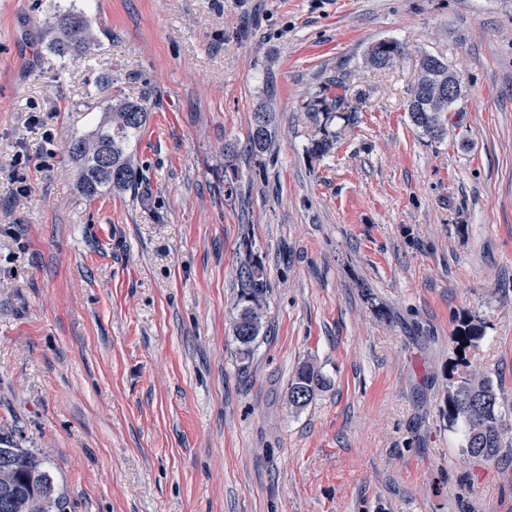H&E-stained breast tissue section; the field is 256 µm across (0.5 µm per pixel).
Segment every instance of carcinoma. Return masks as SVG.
<instances>
[{
	"label": "carcinoma",
	"mask_w": 512,
	"mask_h": 512,
	"mask_svg": "<svg viewBox=\"0 0 512 512\" xmlns=\"http://www.w3.org/2000/svg\"><path fill=\"white\" fill-rule=\"evenodd\" d=\"M44 24L58 32L51 49L63 60H79L98 43L97 35L84 16L70 10L57 9L47 15ZM403 47L395 41H381L368 51L367 59L380 54L388 57L401 54ZM421 75L429 80L448 79V65L435 57L421 61ZM462 95L456 84L452 98L433 101L418 111L416 97H411L408 112L414 126L433 138L444 132L442 115ZM149 97L140 100L107 101L100 117L87 133L71 138L67 152L79 170L78 191L87 198L104 192H127L141 180L133 142L145 126ZM273 112L261 107L253 113L248 131L251 153H274ZM238 316L233 324L236 340L250 352L251 344L262 327V309L268 291L265 266L259 259L248 260L237 269ZM481 325L463 321L456 337L473 343L483 338ZM321 384L318 371L310 364L298 368L288 387L290 403L305 406ZM448 425L460 427L462 450L470 458L491 459L501 448L503 426L502 385L486 375H465L448 389L445 400ZM0 512H66V501L57 492L48 462L30 448H21L0 436Z\"/></svg>",
	"instance_id": "1"
}]
</instances>
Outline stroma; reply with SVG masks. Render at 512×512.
I'll return each instance as SVG.
<instances>
[{
    "instance_id": "stroma-1",
    "label": "stroma",
    "mask_w": 512,
    "mask_h": 512,
    "mask_svg": "<svg viewBox=\"0 0 512 512\" xmlns=\"http://www.w3.org/2000/svg\"><path fill=\"white\" fill-rule=\"evenodd\" d=\"M55 6L97 34L78 61ZM382 40L404 51L376 69ZM426 55L463 86L439 138L408 112ZM145 94L138 188L83 196L64 142ZM246 236L269 281L247 354ZM466 372L512 406V0H0V432L67 512H512V414L488 461L443 414ZM44 24L57 30L50 48L63 60H79L98 43L92 25L82 14L57 9L45 17ZM273 112L267 107H260L253 113L251 127L248 131V143L251 153L264 155L274 153L272 124ZM321 384L318 371L310 364H303L298 368L288 387L290 403L297 407H304L312 398L314 390Z\"/></svg>"
}]
</instances>
